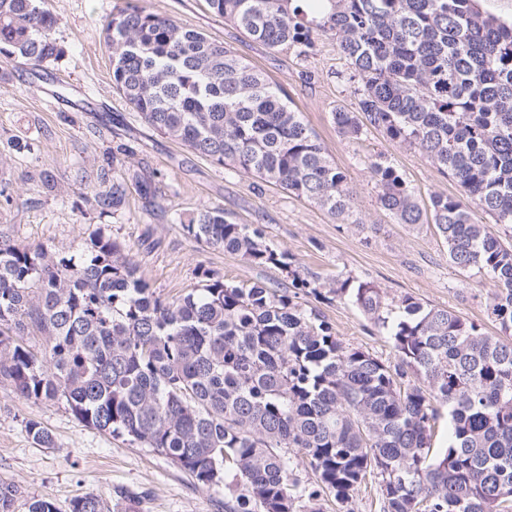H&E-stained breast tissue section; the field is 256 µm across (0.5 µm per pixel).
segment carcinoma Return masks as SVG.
<instances>
[{
    "instance_id": "carcinoma-1",
    "label": "carcinoma",
    "mask_w": 512,
    "mask_h": 512,
    "mask_svg": "<svg viewBox=\"0 0 512 512\" xmlns=\"http://www.w3.org/2000/svg\"><path fill=\"white\" fill-rule=\"evenodd\" d=\"M292 2L207 0L276 51L301 56L319 35L335 39L357 98V110L334 112L338 134L357 139L371 126L462 189L432 194L425 212L395 167L369 166L381 209L398 224H433L449 261L492 284L500 333L408 294L388 302L370 282L336 281L329 292L391 340L392 364L344 343L286 288L205 272L200 287L163 299L109 237L76 258L0 225V379L165 455L199 485L234 474L225 512H323L322 495L347 504L369 474L382 512H512V22L478 0H315L311 18ZM58 24L40 0H0V56H59ZM104 33L113 89L147 126L354 223L345 173L282 90L231 49L138 5ZM126 196L115 172L91 202L104 212ZM472 204L491 223L474 222ZM180 224L211 248L290 269L262 229L220 207ZM444 414L448 445L437 448ZM26 429L53 447L40 422ZM20 494L1 484L0 512ZM70 512L110 508L86 494Z\"/></svg>"
}]
</instances>
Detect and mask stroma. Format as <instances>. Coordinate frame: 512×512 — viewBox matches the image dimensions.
Wrapping results in <instances>:
<instances>
[{
	"instance_id": "35a3bbf8",
	"label": "stroma",
	"mask_w": 512,
	"mask_h": 512,
	"mask_svg": "<svg viewBox=\"0 0 512 512\" xmlns=\"http://www.w3.org/2000/svg\"><path fill=\"white\" fill-rule=\"evenodd\" d=\"M130 3L204 32L280 86L346 174L356 223H338L314 204L216 165L145 125L112 87L103 38L105 18ZM45 6L60 19L52 37L63 56L38 66L0 57V225H12L25 242L75 257L90 237L104 233L168 298L199 287L205 270L235 284L284 288L295 269L326 287L349 277L369 281L387 297L409 294L493 330L486 307L492 285L449 262L433 225L399 224L382 210L369 163L379 157L390 162L423 206L433 193L459 194L456 183L416 149L375 130L354 141L338 136L333 113L354 110L356 99L352 84L339 76L345 62L330 36L300 56L254 41L213 14L205 0H45ZM116 165L128 177L126 201L117 212L102 214L89 199L99 174ZM144 181L146 198L140 194ZM214 206L232 222L261 226L267 242L287 252L291 270L258 267L187 237L180 217ZM301 303L317 308L345 343L395 361L387 337L376 334L351 302L305 295ZM30 420L51 432L53 447L33 442L26 431ZM1 483L22 492L14 512H27L34 498L70 512L72 500L87 493L112 512H225L223 487L199 485L153 449L84 426L64 404L19 398L3 380Z\"/></svg>"
}]
</instances>
